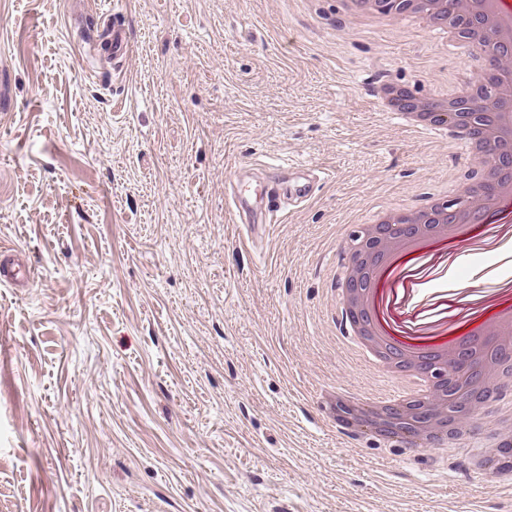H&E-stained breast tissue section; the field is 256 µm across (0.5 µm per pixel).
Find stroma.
Returning <instances> with one entry per match:
<instances>
[{
	"instance_id": "1",
	"label": "stroma",
	"mask_w": 512,
	"mask_h": 512,
	"mask_svg": "<svg viewBox=\"0 0 512 512\" xmlns=\"http://www.w3.org/2000/svg\"><path fill=\"white\" fill-rule=\"evenodd\" d=\"M112 8L0 0V248L35 269L0 286V512H512L465 451L379 447L322 398L383 383L331 298L350 232L474 168L375 89L460 90L476 61L340 0ZM286 159L319 171L314 192L248 240L228 176ZM511 263L454 278L484 288ZM108 46L112 53V59L122 60L131 50L132 41L129 32L122 24L112 23L109 33Z\"/></svg>"
}]
</instances>
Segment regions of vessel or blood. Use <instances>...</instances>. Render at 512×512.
I'll use <instances>...</instances> for the list:
<instances>
[{"label": "vessel or blood", "instance_id": "1", "mask_svg": "<svg viewBox=\"0 0 512 512\" xmlns=\"http://www.w3.org/2000/svg\"><path fill=\"white\" fill-rule=\"evenodd\" d=\"M108 46L115 60H122L131 50L132 41L129 32L122 24L113 25ZM289 181L276 185L263 184L256 188H244L240 177H233V199L230 206L240 223L250 228H265L277 223L279 215L277 206L282 200H306L313 180L310 170L301 163L289 165ZM34 277V270L28 264L15 258L0 260V285L8 288L24 286Z\"/></svg>", "mask_w": 512, "mask_h": 512}]
</instances>
